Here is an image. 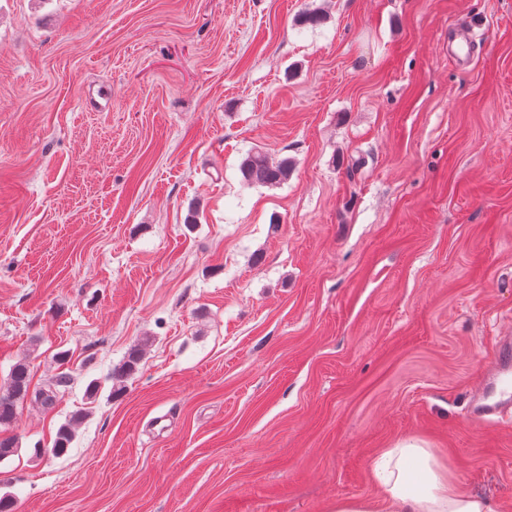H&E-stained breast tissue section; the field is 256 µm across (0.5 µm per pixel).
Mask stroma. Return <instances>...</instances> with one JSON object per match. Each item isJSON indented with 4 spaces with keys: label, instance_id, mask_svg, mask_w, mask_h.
Returning <instances> with one entry per match:
<instances>
[{
    "label": "stroma",
    "instance_id": "obj_1",
    "mask_svg": "<svg viewBox=\"0 0 512 512\" xmlns=\"http://www.w3.org/2000/svg\"><path fill=\"white\" fill-rule=\"evenodd\" d=\"M502 336L512 0H0L13 512H327L403 438L512 512V420L469 419ZM239 170L247 185L273 187L288 181L292 162L288 157L273 162L266 153L254 151L242 160ZM30 376V366L26 359L13 365L7 388H0V425H9L15 418L17 403L28 394Z\"/></svg>",
    "mask_w": 512,
    "mask_h": 512
}]
</instances>
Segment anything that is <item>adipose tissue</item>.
Returning a JSON list of instances; mask_svg holds the SVG:
<instances>
[{"label": "adipose tissue", "mask_w": 512, "mask_h": 512, "mask_svg": "<svg viewBox=\"0 0 512 512\" xmlns=\"http://www.w3.org/2000/svg\"><path fill=\"white\" fill-rule=\"evenodd\" d=\"M377 495L339 497L328 512H500L497 503L463 489L431 449L405 439L371 465Z\"/></svg>", "instance_id": "1"}]
</instances>
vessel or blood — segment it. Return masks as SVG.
<instances>
[{"mask_svg": "<svg viewBox=\"0 0 512 512\" xmlns=\"http://www.w3.org/2000/svg\"><path fill=\"white\" fill-rule=\"evenodd\" d=\"M512 411V336L500 337L493 371L474 393V418L484 423Z\"/></svg>", "mask_w": 512, "mask_h": 512, "instance_id": "vessel-or-blood-1", "label": "vessel or blood"}]
</instances>
